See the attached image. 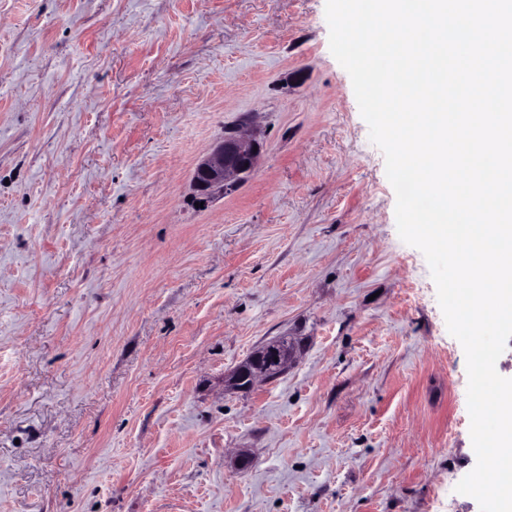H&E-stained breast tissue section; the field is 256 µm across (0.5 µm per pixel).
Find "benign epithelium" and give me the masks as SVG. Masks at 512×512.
<instances>
[{
    "mask_svg": "<svg viewBox=\"0 0 512 512\" xmlns=\"http://www.w3.org/2000/svg\"><path fill=\"white\" fill-rule=\"evenodd\" d=\"M263 153V141L258 130H235L212 144L193 172L195 198L208 204L218 197L232 193L252 176ZM295 361V353L286 349L282 338L257 349L245 362L224 376V389L243 391L257 382L273 380L282 375Z\"/></svg>",
    "mask_w": 512,
    "mask_h": 512,
    "instance_id": "obj_1",
    "label": "benign epithelium"
}]
</instances>
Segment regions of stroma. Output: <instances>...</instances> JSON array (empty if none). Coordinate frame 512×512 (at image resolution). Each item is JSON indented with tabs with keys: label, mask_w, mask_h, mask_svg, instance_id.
<instances>
[{
	"label": "stroma",
	"mask_w": 512,
	"mask_h": 512,
	"mask_svg": "<svg viewBox=\"0 0 512 512\" xmlns=\"http://www.w3.org/2000/svg\"><path fill=\"white\" fill-rule=\"evenodd\" d=\"M325 4L0 0V512H480L465 353ZM247 116L257 171L190 206ZM296 351L289 352L283 339L277 338L257 349L245 362L224 376V388L228 391H243L252 388L258 381L273 380L282 375L295 361ZM277 357V361H274Z\"/></svg>",
	"instance_id": "stroma-1"
}]
</instances>
